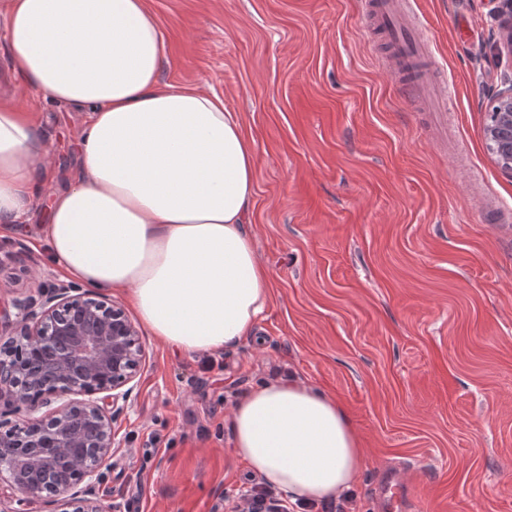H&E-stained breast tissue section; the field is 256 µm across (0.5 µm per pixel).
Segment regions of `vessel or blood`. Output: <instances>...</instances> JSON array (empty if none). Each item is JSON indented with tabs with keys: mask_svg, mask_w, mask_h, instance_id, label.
Here are the masks:
<instances>
[{
	"mask_svg": "<svg viewBox=\"0 0 512 512\" xmlns=\"http://www.w3.org/2000/svg\"><path fill=\"white\" fill-rule=\"evenodd\" d=\"M373 12L378 28L392 43L391 65L405 73L406 87L418 111H433L442 89L436 76L423 65L427 43L419 34L418 22L403 7L401 0H373Z\"/></svg>",
	"mask_w": 512,
	"mask_h": 512,
	"instance_id": "1",
	"label": "vessel or blood"
}]
</instances>
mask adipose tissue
<instances>
[{
    "label": "adipose tissue",
    "instance_id": "adipose-tissue-1",
    "mask_svg": "<svg viewBox=\"0 0 512 512\" xmlns=\"http://www.w3.org/2000/svg\"><path fill=\"white\" fill-rule=\"evenodd\" d=\"M23 86L90 119L81 172L48 200L42 234L63 273L122 290L165 345L199 354L255 332L269 294L243 216L255 154L222 98L162 83L164 46L145 0H0ZM39 132L0 105V227L26 223ZM234 454L291 499L351 493L367 454L345 408L295 377L263 383L232 410Z\"/></svg>",
    "mask_w": 512,
    "mask_h": 512
}]
</instances>
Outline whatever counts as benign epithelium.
I'll return each mask as SVG.
<instances>
[{
    "mask_svg": "<svg viewBox=\"0 0 512 512\" xmlns=\"http://www.w3.org/2000/svg\"><path fill=\"white\" fill-rule=\"evenodd\" d=\"M499 20V53L512 58V0H489ZM485 136L512 176V75L488 93ZM4 313L0 336V484L15 495L9 512H108L95 487L121 448L114 424L131 409L145 346L121 304L92 290L39 288ZM68 397L40 415L42 397Z\"/></svg>",
    "mask_w": 512,
    "mask_h": 512,
    "instance_id": "obj_1",
    "label": "benign epithelium"
}]
</instances>
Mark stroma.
Listing matches in <instances>:
<instances>
[{"label": "stroma", "instance_id": "1", "mask_svg": "<svg viewBox=\"0 0 512 512\" xmlns=\"http://www.w3.org/2000/svg\"><path fill=\"white\" fill-rule=\"evenodd\" d=\"M163 82L196 85L237 114L253 145L246 222L270 276L254 337L187 356L143 332L122 450L96 494L115 512H231L262 486L232 453L234 404L292 373L337 399L368 450L351 496L314 512H512V177L491 158L487 95L498 55L487 0H408L447 85L415 111L382 66L366 0H146ZM0 103L29 112L50 150L28 222L0 231L16 261L0 304L60 282L44 207L80 168L86 110L13 78L0 31ZM151 452L141 466L143 452Z\"/></svg>", "mask_w": 512, "mask_h": 512}]
</instances>
